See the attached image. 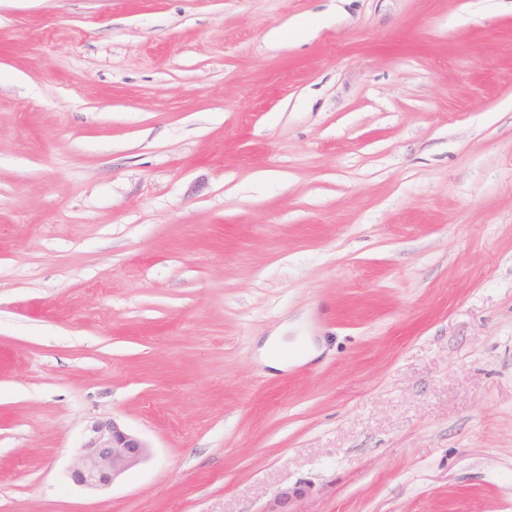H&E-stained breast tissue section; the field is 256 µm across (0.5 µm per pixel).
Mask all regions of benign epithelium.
<instances>
[{
    "instance_id": "obj_1",
    "label": "benign epithelium",
    "mask_w": 512,
    "mask_h": 512,
    "mask_svg": "<svg viewBox=\"0 0 512 512\" xmlns=\"http://www.w3.org/2000/svg\"><path fill=\"white\" fill-rule=\"evenodd\" d=\"M148 456L147 444L113 419L93 422L84 432L70 481L89 489L110 486Z\"/></svg>"
}]
</instances>
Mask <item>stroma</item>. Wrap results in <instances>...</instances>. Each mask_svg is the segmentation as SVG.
I'll list each match as a JSON object with an SVG mask.
<instances>
[{
    "mask_svg": "<svg viewBox=\"0 0 512 512\" xmlns=\"http://www.w3.org/2000/svg\"><path fill=\"white\" fill-rule=\"evenodd\" d=\"M294 489L512 512V0H0V512ZM147 444L114 419L94 421L84 432L70 481L89 489H102L139 466L148 456Z\"/></svg>",
    "mask_w": 512,
    "mask_h": 512,
    "instance_id": "1",
    "label": "stroma"
}]
</instances>
